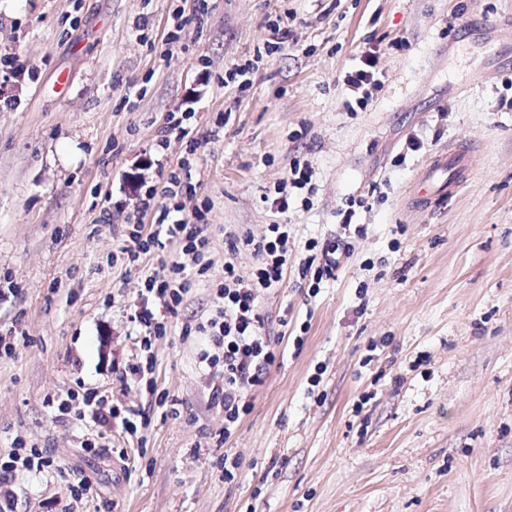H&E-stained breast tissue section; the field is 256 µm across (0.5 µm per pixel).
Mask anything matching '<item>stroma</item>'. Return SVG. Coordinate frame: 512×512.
Returning <instances> with one entry per match:
<instances>
[{
    "mask_svg": "<svg viewBox=\"0 0 512 512\" xmlns=\"http://www.w3.org/2000/svg\"><path fill=\"white\" fill-rule=\"evenodd\" d=\"M177 9L188 23L170 51ZM274 24L292 34L277 49ZM371 49L383 76L363 106L344 80ZM1 52L25 66L0 89L17 102L0 106V278L19 290L0 328L25 336L0 358V458L19 437L56 461L16 475L15 512H512V0H0ZM248 62L247 87L226 82ZM171 112L191 114V139L163 134ZM451 150L462 185L415 203ZM186 157L212 268L153 341L160 407L115 370L140 352L145 278L181 245L133 266L115 226ZM298 162L314 191L278 212L269 196ZM271 224L294 233L261 300L283 356L222 444L205 339L183 328L215 307L227 233ZM339 238L349 251L311 292L300 260ZM88 389L149 427L48 405Z\"/></svg>",
    "mask_w": 512,
    "mask_h": 512,
    "instance_id": "obj_1",
    "label": "stroma"
}]
</instances>
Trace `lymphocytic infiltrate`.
Listing matches in <instances>:
<instances>
[{
	"label": "lymphocytic infiltrate",
	"instance_id": "lymphocytic-infiltrate-1",
	"mask_svg": "<svg viewBox=\"0 0 512 512\" xmlns=\"http://www.w3.org/2000/svg\"><path fill=\"white\" fill-rule=\"evenodd\" d=\"M191 163L182 160L177 168L159 171L158 185L149 186L140 195L136 212L126 215L123 223L127 241L121 252L129 263H139L152 250L162 247L164 240H180L183 253L194 262L186 269L181 261L161 263L158 270L144 281L139 303L130 319L139 329L141 355L129 364L125 372L154 390V338L166 335L168 318L175 315L195 279L211 268L208 258L209 240L204 234V209H195L192 219L182 218L183 195L192 193ZM157 211L153 231H145L141 219L149 211ZM252 249L257 265L250 276L238 274L232 260L224 262V278L216 288V305L205 323L199 324L198 333L205 336L206 346L198 360L206 371L217 377L211 389V401L224 410V437H231L239 425L242 414L249 407V392L264 382V375L276 360L277 340L266 330L267 318L262 312V296L278 288L288 269L291 236L287 225L273 224L268 235L254 238L249 235L231 236L230 251L239 246ZM347 246L336 239L326 241L319 257H307L300 264L302 277L314 283L334 278ZM84 415L95 424H114L128 433L138 431L143 412L134 406L117 407L97 392H84L81 396ZM55 461L38 450H25L22 439H15L14 449L0 462V512H14V497L9 485L20 472H41L54 468Z\"/></svg>",
	"mask_w": 512,
	"mask_h": 512
}]
</instances>
